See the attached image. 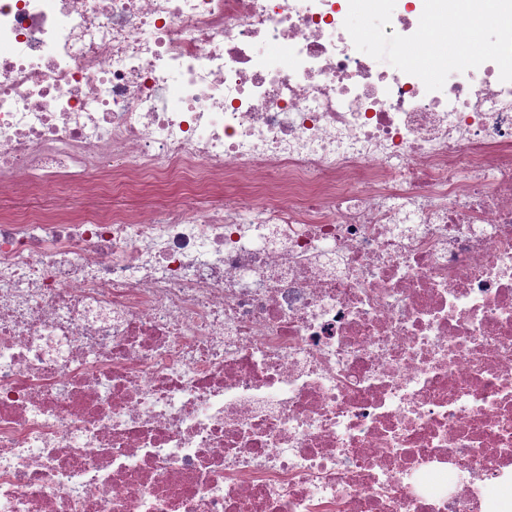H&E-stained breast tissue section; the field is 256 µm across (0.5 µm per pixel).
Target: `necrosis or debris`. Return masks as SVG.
I'll list each match as a JSON object with an SVG mask.
<instances>
[{"instance_id": "necrosis-or-debris-1", "label": "necrosis or debris", "mask_w": 512, "mask_h": 512, "mask_svg": "<svg viewBox=\"0 0 512 512\" xmlns=\"http://www.w3.org/2000/svg\"><path fill=\"white\" fill-rule=\"evenodd\" d=\"M348 11L0 0V512L512 504V82Z\"/></svg>"}]
</instances>
